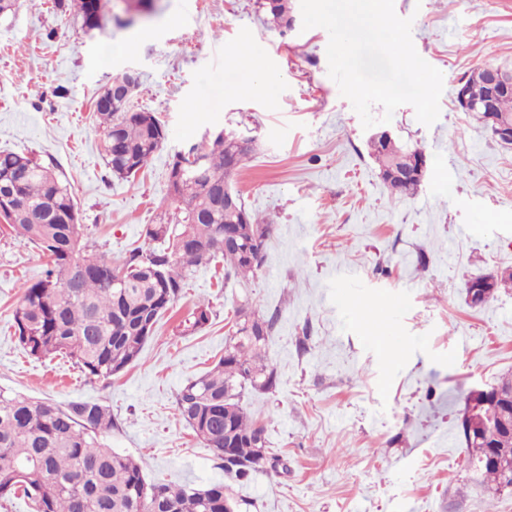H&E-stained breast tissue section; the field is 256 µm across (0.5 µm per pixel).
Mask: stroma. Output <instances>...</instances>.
<instances>
[{"label": "stroma", "mask_w": 512, "mask_h": 512, "mask_svg": "<svg viewBox=\"0 0 512 512\" xmlns=\"http://www.w3.org/2000/svg\"><path fill=\"white\" fill-rule=\"evenodd\" d=\"M256 2L156 0L147 26L90 30L54 0H24L0 19V151L58 164L90 241L117 258L167 217L176 153L221 131L255 139L234 183L274 224L249 292L279 314L266 349L277 385L243 405L288 470L235 485L238 512H512V492L492 494L465 469L455 421L471 389L512 373V288L477 307L466 294L471 276L512 272V149L456 102L472 70L512 68V0H394L413 20L416 51L444 75L437 122L423 125L404 104L387 125L428 159L416 193L401 198L328 75V32L297 23L278 34ZM244 46L270 80L266 94L237 91ZM129 70L140 77L135 109L153 112L167 140L122 181L102 156L93 100ZM442 181L450 192H437ZM46 269L0 222V389L109 406L117 426L105 443L149 479L223 480L175 395L223 354L241 288L198 268L139 360L91 381L65 358L29 357L14 334L23 285ZM200 302L210 324L180 334Z\"/></svg>", "instance_id": "1"}]
</instances>
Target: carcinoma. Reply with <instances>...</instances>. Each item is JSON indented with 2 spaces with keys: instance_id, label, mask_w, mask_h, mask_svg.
Instances as JSON below:
<instances>
[{
  "instance_id": "obj_1",
  "label": "carcinoma",
  "mask_w": 512,
  "mask_h": 512,
  "mask_svg": "<svg viewBox=\"0 0 512 512\" xmlns=\"http://www.w3.org/2000/svg\"><path fill=\"white\" fill-rule=\"evenodd\" d=\"M85 27L109 23L127 28L146 22L153 0H125L123 14L103 11L100 0H73ZM268 21L285 33L293 26L292 0H262ZM466 112L492 130L481 102L488 88L470 73ZM106 166L129 180L159 152L166 130L151 112H133L129 102L95 105ZM255 151L222 132L201 147L175 155L169 169L172 221L147 224L148 247H135L114 259L89 243L80 224L76 200L57 173L58 165L18 152H0V196L17 204H0V218L15 237L34 245L51 268L24 287L12 311L18 342L37 360L54 353L68 357L89 380H108L134 364L152 337L158 319L180 298L201 264L224 263V280L255 276L266 260L271 221L250 214L235 190L234 178ZM371 156L393 196L414 194L427 164L419 148L391 139L373 140ZM235 198L224 206L214 187ZM240 231L235 249H224V232ZM120 279V284L112 285ZM235 324L224 339V356L208 372L187 380L175 396L179 415L217 462L224 477L245 482L276 469L278 456L263 457L269 447L267 428L242 405L254 392L276 385V372L263 353L278 321L245 294L235 309ZM202 303L180 322L181 332L204 329L211 321ZM468 409L457 417L458 435L470 471L489 491L504 490V475L486 462L488 447L512 448V435L500 433L479 442L470 436ZM114 427L109 407L96 400L61 405L0 390V500L23 497L33 512H224L218 481L192 483L151 481L130 456L115 452L101 437Z\"/></svg>"
}]
</instances>
